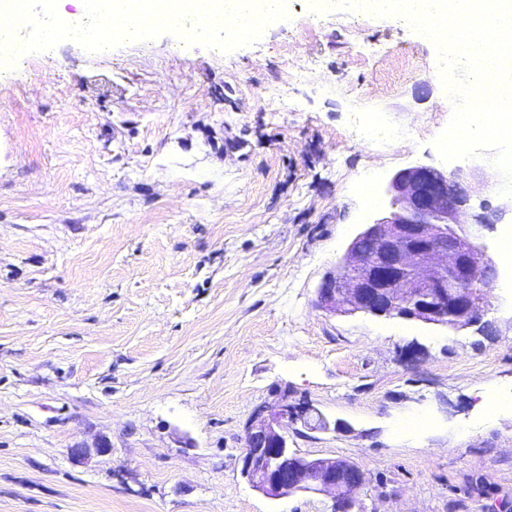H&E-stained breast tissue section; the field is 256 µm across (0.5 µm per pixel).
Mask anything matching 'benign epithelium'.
<instances>
[{
    "label": "benign epithelium",
    "mask_w": 512,
    "mask_h": 512,
    "mask_svg": "<svg viewBox=\"0 0 512 512\" xmlns=\"http://www.w3.org/2000/svg\"><path fill=\"white\" fill-rule=\"evenodd\" d=\"M482 173L480 165L465 171L416 166L396 173L389 185L393 211L349 244L339 272L319 290V306L333 313L490 331L488 288L497 269L478 240L481 231L499 223L503 210L473 208V184ZM275 397L245 423L241 475L272 499L330 491L332 512H354L359 503L352 491L366 484L364 470L349 459L288 448L289 426L324 421L313 406L293 401L286 386L277 388Z\"/></svg>",
    "instance_id": "obj_1"
}]
</instances>
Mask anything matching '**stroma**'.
<instances>
[{"label":"stroma","mask_w":512,"mask_h":512,"mask_svg":"<svg viewBox=\"0 0 512 512\" xmlns=\"http://www.w3.org/2000/svg\"><path fill=\"white\" fill-rule=\"evenodd\" d=\"M452 112L405 20L307 0L228 53L65 40L0 75V512H332L241 474L280 386L328 423L289 447L357 462L367 512H512V294L490 336L317 306L393 175L448 169Z\"/></svg>","instance_id":"stroma-1"}]
</instances>
